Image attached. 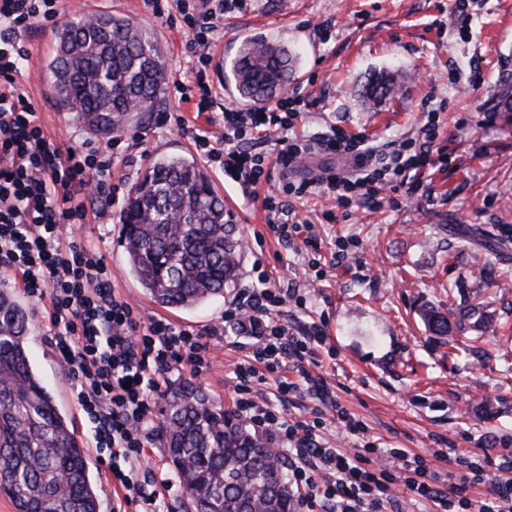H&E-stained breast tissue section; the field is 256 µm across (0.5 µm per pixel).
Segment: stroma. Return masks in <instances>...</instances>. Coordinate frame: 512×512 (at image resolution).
Instances as JSON below:
<instances>
[{
	"label": "stroma",
	"instance_id": "obj_1",
	"mask_svg": "<svg viewBox=\"0 0 512 512\" xmlns=\"http://www.w3.org/2000/svg\"><path fill=\"white\" fill-rule=\"evenodd\" d=\"M456 2L247 0L246 9L225 14L224 36L212 45L213 101L204 116L197 115L195 102L181 101L174 87L175 81L190 85L195 80L185 48L188 35L156 17L148 0L59 2L65 21L99 13L132 18L162 49L172 82L164 103L141 126L120 130L123 137L145 139L144 146L117 155L112 166V181L124 192L155 155L194 153L175 116L217 135L224 109L242 107L230 84V64L241 41L250 36H266L297 58L286 88L308 103L297 135L317 137L336 126L375 144L401 140L414 131L421 110L445 101L440 145L450 162L418 193L396 192L397 207L361 209L355 219L340 217L329 224L321 217L320 198L293 199L297 214L315 226L322 256L315 263L269 236L268 217L259 203L243 199L220 172L211 171L225 208L234 216L242 261L235 284L225 288L223 297L195 309L156 305L128 275L120 238L122 203L113 205L109 222L87 216L75 236L105 255L118 292L137 304L143 316H162L197 330L221 322L227 300L249 285L254 261L273 267L281 285H303L323 268L335 238L346 237L344 259L336 269L326 270L309 309L291 304L284 317L296 327L325 321V351L316 373L343 409L361 421L365 440L410 449L447 484L453 481V469L435 458V450L473 454L493 440L512 439V249H497L499 240L512 238V111L494 109L500 83L512 82V0H481L463 36L445 29ZM323 22L332 29L325 42L314 32L315 24ZM56 29L48 22L19 31L30 53L20 81L53 142L64 147L100 143L99 135L60 110L52 97L45 73L54 55ZM477 72L481 82L470 85ZM380 80L392 81L393 93L366 101V87ZM485 265L497 271L494 284L483 293L494 331L477 341L472 354L439 346L420 318L421 307L447 310L449 288L470 282L472 270ZM23 303L32 323V361L70 415L90 470L102 484L100 512H112L107 470L91 446L89 424L52 344L49 321L31 298ZM245 353L243 337L215 339L214 369L197 378V385L230 405L224 378ZM485 399L493 400L498 414H478Z\"/></svg>",
	"mask_w": 512,
	"mask_h": 512
}]
</instances>
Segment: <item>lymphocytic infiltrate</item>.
I'll return each mask as SVG.
<instances>
[{"instance_id":"lymphocytic-infiltrate-1","label":"lymphocytic infiltrate","mask_w":512,"mask_h":512,"mask_svg":"<svg viewBox=\"0 0 512 512\" xmlns=\"http://www.w3.org/2000/svg\"><path fill=\"white\" fill-rule=\"evenodd\" d=\"M56 2L0 0V273L37 301L54 329L53 344L75 381L92 445L109 466L112 512H164L160 493L177 487L178 480L151 460L161 435L157 399L174 371L186 367L201 375L211 369L208 339L228 327L251 339L225 380L233 392V412L287 461L296 512H403L395 494L401 487L423 512H512V448L454 456L459 478L447 486L406 449L355 443L360 422L343 419L353 440L345 449L335 446L322 415H288L289 396L304 388L318 392L325 405L334 408L338 402L310 371L325 340L323 328L299 330L281 319L287 301L302 308L306 296L277 286L267 271L238 291L224 310V327L205 333L163 317H143L116 291L103 255L66 233L88 213L109 215L116 198L111 182L116 147L55 144L18 81L29 57L18 32L56 21ZM245 3L200 0L207 19L201 26L189 0H179L183 23L193 31L187 47L196 76H203L209 62L218 20ZM306 107L295 95L264 109L225 110L218 137L184 118L176 120L225 181L243 196L261 198L268 229L283 242L317 244L313 224L296 220L289 198H326L324 216L332 221L339 208L382 209L384 191L416 193L426 171L448 162L447 153L434 150L443 134L439 109L423 112L413 136L374 145L336 127L317 139L292 136ZM270 137L275 156L254 151L257 141ZM316 153L346 156L351 166L297 178L302 161ZM263 182L269 189L262 196L257 187ZM271 380L278 384L273 400L261 392Z\"/></svg>"}]
</instances>
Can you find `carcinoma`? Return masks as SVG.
Here are the masks:
<instances>
[{
  "mask_svg": "<svg viewBox=\"0 0 512 512\" xmlns=\"http://www.w3.org/2000/svg\"><path fill=\"white\" fill-rule=\"evenodd\" d=\"M49 86L59 108L103 137L153 112L166 94L163 54L147 29L106 14L70 20L56 31ZM294 58L255 36L232 66L235 88L264 104L288 85ZM130 274L159 306L193 308L224 296L238 276L235 225L209 175L192 156L152 160L130 186L121 215ZM436 341L488 332L491 317L474 303L423 311ZM26 310L0 290V492L16 512H99L101 485L89 474L71 418L34 369ZM164 447L195 512H295L284 462L257 434L185 379L167 399Z\"/></svg>",
  "mask_w": 512,
  "mask_h": 512,
  "instance_id": "cac0c4a2",
  "label": "carcinoma"
}]
</instances>
